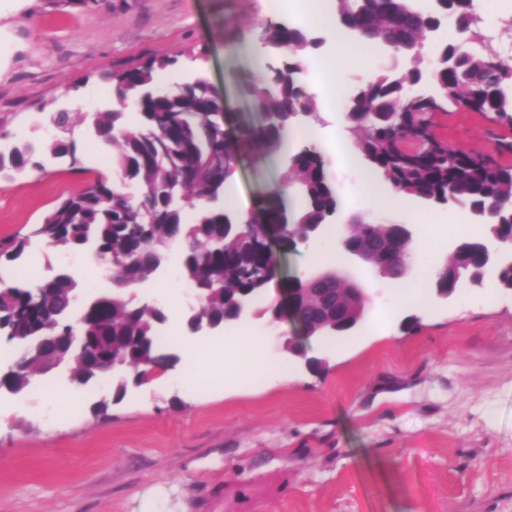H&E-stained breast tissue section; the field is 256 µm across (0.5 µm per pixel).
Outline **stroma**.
<instances>
[{
	"label": "stroma",
	"mask_w": 512,
	"mask_h": 512,
	"mask_svg": "<svg viewBox=\"0 0 512 512\" xmlns=\"http://www.w3.org/2000/svg\"><path fill=\"white\" fill-rule=\"evenodd\" d=\"M275 0H0V130L11 141L45 139L47 112L82 114L104 105L112 86L101 72L130 60L178 57L170 81L191 70L223 89L229 73L252 68L232 37L263 50L269 21L290 22ZM313 102L303 125H320L332 151L327 177L336 187L335 223L360 215L375 224H411L433 243L406 276L423 286L406 305L398 289L373 296L380 282L344 257L336 272L369 289L362 325L339 340H309L310 370L283 345L296 335L287 320L243 321L266 340L269 377L239 384L215 365L214 339L194 338L196 359L181 357L182 323H168L179 359L145 385L111 402V383L74 388L65 368L34 376L33 408L12 410L0 394V512H512V293L466 288L448 300L432 291L434 262L450 259L459 240L449 232L460 208L407 199L401 209L367 206L361 167L344 161L356 134L329 112L318 79L302 71ZM435 132L448 144L498 156L512 127L489 114L456 107L437 113ZM82 166L68 159L0 179V239L31 235L62 198L81 190L88 172L108 171L105 153L76 123ZM284 171L267 158L237 167L238 195L257 205ZM333 253L330 236L299 241L282 257V272L313 275L314 252ZM78 272L81 284L104 277L92 255L74 263L33 245L15 270L20 279ZM171 251L157 287L139 302L185 310L190 301ZM195 382L182 384L186 368ZM109 398L106 413L95 406Z\"/></svg>",
	"instance_id": "1"
}]
</instances>
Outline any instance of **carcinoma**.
Instances as JSON below:
<instances>
[{
  "mask_svg": "<svg viewBox=\"0 0 512 512\" xmlns=\"http://www.w3.org/2000/svg\"><path fill=\"white\" fill-rule=\"evenodd\" d=\"M334 9L337 28L367 39L378 51H402L411 64L405 74L384 72L347 96L352 110L346 120L360 132L357 149L368 167L398 193L430 203L459 204L473 223L484 227L486 237L504 250L512 247V165L435 138L425 147L415 139L447 104L489 113L512 125V64L470 48L477 41L479 22L475 0H430L425 7L405 0H335ZM450 17L457 38L435 49L437 95L413 96L409 87L425 76L422 38L435 37ZM266 36L288 49L291 62L283 67L269 64L259 77L236 79L243 109L230 132L224 128L222 102L214 98V86L203 74L187 90L159 97L145 94L159 86L158 75L177 63L174 57H152L105 74L118 102L94 114L89 135L117 147L107 162L121 172L123 181L116 184L98 175L93 188L69 194L48 211L37 236L59 253L90 246L98 262L119 260L122 265L112 276V293L85 301L80 300L79 281L66 268L43 281L6 285L0 278V332L18 344L9 373L0 377V390L27 392L34 373L42 369L40 339L47 323L55 324L62 336L99 337L97 347L77 342L61 356L77 389L97 380V360L133 367L170 361L172 355L159 343L158 334L169 310L158 304L137 305L122 290L153 280L175 243L183 247L181 280L199 289L197 310L203 315L192 314L191 326L205 321L218 328L239 320L241 295H262L267 280L277 278L270 255L255 240L239 234L224 208L213 203L224 195V183L237 166L254 159L255 151L266 157L283 151L290 108L307 102L296 74L303 60L319 49L322 38L284 23L266 29ZM132 95L140 96V120L128 126L119 99ZM48 122L55 136L0 151V176L40 169L43 156H76V143L68 138L72 113L51 112ZM292 184L298 185L303 199L293 215L297 234L307 236L329 224L337 211L336 193L321 154L311 148L290 156L284 178L261 197L259 212L270 220L283 214V196ZM130 186L142 195L130 197ZM140 204L150 209L156 223L142 228L132 224L131 210ZM187 209L195 212L190 224L184 222ZM351 241L382 268L394 266V259L407 255L411 245L390 224L361 223ZM28 245L26 237L0 239V260L20 259ZM484 245L481 240L462 242L436 272L435 287L482 285L490 268ZM285 287L297 291L305 331L328 339L338 336L336 325L323 323L317 315L316 298L304 280L289 279ZM35 288L41 291V303L33 308L29 302Z\"/></svg>",
  "mask_w": 512,
  "mask_h": 512,
  "instance_id": "1",
  "label": "carcinoma"
}]
</instances>
